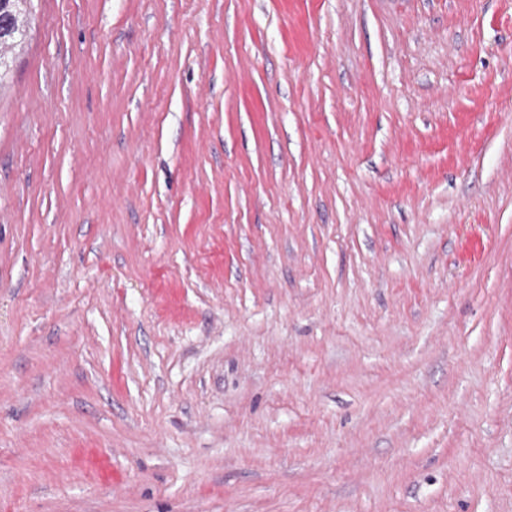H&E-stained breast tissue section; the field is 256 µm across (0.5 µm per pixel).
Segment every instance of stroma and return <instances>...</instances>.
<instances>
[{"label":"stroma","instance_id":"obj_1","mask_svg":"<svg viewBox=\"0 0 512 512\" xmlns=\"http://www.w3.org/2000/svg\"><path fill=\"white\" fill-rule=\"evenodd\" d=\"M0 512H512V0H32Z\"/></svg>","mask_w":512,"mask_h":512}]
</instances>
